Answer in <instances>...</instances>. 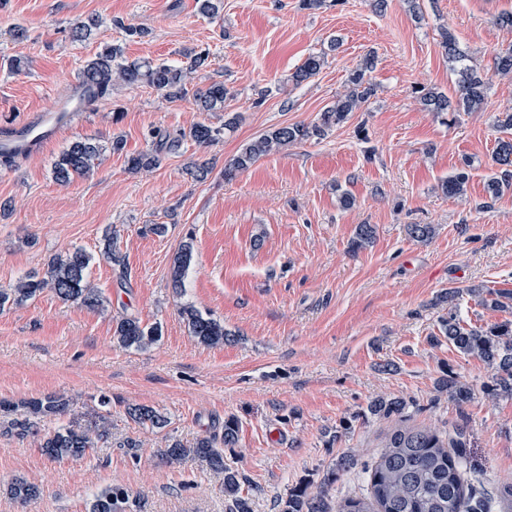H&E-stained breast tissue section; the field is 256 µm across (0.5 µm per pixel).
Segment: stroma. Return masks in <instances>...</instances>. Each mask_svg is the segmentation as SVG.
I'll return each instance as SVG.
<instances>
[{
	"label": "stroma",
	"instance_id": "1",
	"mask_svg": "<svg viewBox=\"0 0 512 512\" xmlns=\"http://www.w3.org/2000/svg\"><path fill=\"white\" fill-rule=\"evenodd\" d=\"M420 4L417 21L404 0H387L381 12L373 0H326L317 10L300 9L299 0H224L214 18L197 0H0V128L69 95L106 44L120 45L130 60L172 65L184 48H206L210 64L192 88L221 80L232 90L223 111L204 114L193 97L174 101L144 84L116 83L40 155L0 165V288L80 247L108 300L94 312L45 293L1 311L0 399L56 394L70 401L68 419L99 412L109 420L98 448L61 462L0 428V512H88L109 485L127 489L130 512H231L221 478L195 462L169 467L159 456L167 438L189 444L222 434L230 416L239 442L225 456L244 478L253 512H279L299 484L318 492L337 457L350 452L355 466L325 497L333 508L369 493L364 467L393 422L353 415L380 394L404 398L410 424L466 427L477 492L493 498L512 483V398L487 400L485 363L430 342L443 314L436 298L449 288L464 291L462 324L512 319V309L486 310L466 293L477 285L512 290V194L490 203L484 191L495 169V118L512 112V80L493 74L495 53L512 44V27L494 19L512 12V0ZM91 17L98 20L91 36L73 40V25ZM129 25L145 35L128 36ZM445 30L489 77L483 111L459 113L449 125L414 94L420 85L455 92L440 46ZM370 52L376 93L346 123L225 180V165L246 144L331 106ZM312 53L325 54V65L294 83ZM11 60L19 71L8 70ZM228 113L239 115L237 127L207 147L186 140L171 151L151 136L201 120L219 126ZM115 136L124 153L109 152ZM80 137L106 150L92 172L57 184L53 165ZM152 149L160 166L129 170L127 155ZM203 161L213 170L194 181L187 168ZM462 169L470 176L465 197L444 196L440 183ZM342 188L356 199L351 209L338 202ZM148 224L168 230L157 236L145 232ZM360 224L374 225L375 238L353 254ZM411 224L434 225L433 239H410ZM109 227L126 268L100 254ZM189 232L193 260L178 296L169 271ZM188 303L223 321L234 342L198 343L180 316ZM125 314L161 324L160 340L145 351L117 346L112 321ZM449 370L475 390L464 407L434 390ZM102 396L108 406L99 405ZM136 404L164 412L168 426L132 421L127 409ZM348 418L351 430L337 434ZM16 476L39 485L37 501L10 497L5 486Z\"/></svg>",
	"mask_w": 512,
	"mask_h": 512
}]
</instances>
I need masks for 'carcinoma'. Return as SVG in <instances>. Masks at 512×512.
Returning <instances> with one entry per match:
<instances>
[{
	"mask_svg": "<svg viewBox=\"0 0 512 512\" xmlns=\"http://www.w3.org/2000/svg\"><path fill=\"white\" fill-rule=\"evenodd\" d=\"M441 47L448 59L449 69L458 76L455 99L425 86L417 88L416 93L422 106L446 123L450 113L479 110L486 97L488 82L479 69L466 64L467 54L446 30L442 32ZM184 58L181 66L166 62H129L123 59L121 47L105 45L80 70L78 80L84 84H102L105 94L114 82L146 83L169 99H182L188 94L191 75L207 65L209 51L188 48ZM323 65L324 56L311 54L296 69L292 79L297 84L306 81L317 75ZM374 67V56H365L349 75L347 92L337 97L313 122L283 125L246 144L224 167V177L231 179L260 158L279 153L294 144L325 137L375 95L376 85L370 78ZM494 70L499 77H512V45L495 54ZM228 95L230 91L224 82L214 81L204 89H197L193 98L200 111L218 112L224 108ZM239 120L240 116L236 114L225 119L220 127L204 121L197 122L187 131L174 136L164 135L166 147L175 150L186 138L199 145H208L225 132L234 130ZM102 153L103 147L92 139L71 141L54 163L55 180L67 184L74 176L89 173ZM493 160L499 166V171L488 176L485 185L486 195L492 201L512 190V137L498 141ZM127 162L133 171L149 170L160 165L161 156L157 151L141 152L128 157ZM468 180V172L461 170L442 181L440 189L450 198H459L466 193ZM407 232L412 240L426 243L434 237L435 227L432 224H409ZM374 236L373 225H357L349 243V252L356 254L365 249L373 242ZM116 238L115 233H105L103 256L121 268L125 257L116 247ZM193 250V234L189 233L180 245L171 271V288L177 293L181 292L183 279L193 259ZM91 262V255L81 248L69 249L53 257L42 272L28 274L9 288H0V311L24 304L46 291L65 303L88 310L104 308L102 292L89 280ZM464 291L479 298L480 305L493 311L503 310L512 304L511 290L471 287ZM464 291L450 288L437 299V304L448 306V315L440 320V333L458 352L480 358L491 369L489 381L482 385L485 397L492 401L512 397V321L479 327L462 325L457 313V300ZM181 315L189 334L198 342L218 346L230 341L231 333L212 313L186 305ZM161 336V325H145L133 315L112 320L113 342L125 349L145 351ZM436 389L448 395V400L460 408L474 397L472 385L450 371L436 381ZM68 406L69 401L58 395L32 398L20 405L1 400L0 424L7 423L8 428L16 430L22 437L36 438L42 453L51 460L80 458L107 437L108 419L100 415L98 420L87 426L69 422L51 431L41 428V422L45 419H59L66 415ZM405 409L403 398L378 395L353 415V419L393 418L395 425L385 436L383 451L369 468V496L348 498L336 512H491L473 492L468 480L464 429L459 427L449 433H441L429 427L410 425L405 418ZM129 415L134 422L151 429L162 430L168 425L167 416L151 406H133L129 409ZM238 440L239 421L231 416L224 420L221 436H203L190 446L171 439L159 454L166 465L173 468L189 461L205 464L210 472L222 476L224 496L232 501L233 512H252L250 499L243 494L238 470L224 459V449L235 447ZM353 464L352 454L341 455L335 467L327 473L323 485L328 487L334 484L336 475ZM9 490L11 496L21 503L35 500L39 495L37 485L23 478L12 481ZM128 503L129 494L123 487L109 486L94 497L88 512H127ZM282 512L328 510L323 492L311 493L308 486L300 484L288 491Z\"/></svg>",
	"mask_w": 512,
	"mask_h": 512,
	"instance_id": "carcinoma-1",
	"label": "carcinoma"
}]
</instances>
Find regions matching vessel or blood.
Returning <instances> with one entry per match:
<instances>
[{
    "label": "vessel or blood",
    "instance_id": "b4317fda",
    "mask_svg": "<svg viewBox=\"0 0 512 512\" xmlns=\"http://www.w3.org/2000/svg\"><path fill=\"white\" fill-rule=\"evenodd\" d=\"M88 94V89L75 86L68 98L52 101L26 120L0 130V155L22 153L33 156L42 152L62 128L74 123L82 110L81 102Z\"/></svg>",
    "mask_w": 512,
    "mask_h": 512
}]
</instances>
